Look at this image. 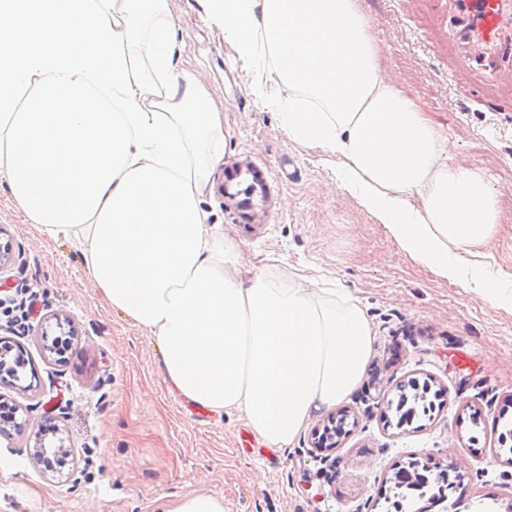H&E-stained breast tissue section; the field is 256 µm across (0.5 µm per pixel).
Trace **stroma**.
Instances as JSON below:
<instances>
[{"label": "stroma", "instance_id": "obj_1", "mask_svg": "<svg viewBox=\"0 0 512 512\" xmlns=\"http://www.w3.org/2000/svg\"><path fill=\"white\" fill-rule=\"evenodd\" d=\"M180 66L224 105V159L202 200L209 221L255 272L277 268L357 298L374 336L362 382L313 411L285 449L243 445L237 412L199 418L166 390L157 345L113 310L68 239L42 234L0 183V290L37 286L28 331L0 313V342L26 352L33 373L0 382L21 430L0 435V512H157L159 498L204 490L225 512H396L393 479L416 460L455 479L430 512H506L512 505V310L445 280L400 249L388 229L336 180V161L288 139L255 102L242 69L199 0H164ZM379 41L385 77L398 80L454 143L453 160L512 190V27L494 67L457 69L471 51L451 0H360ZM479 248L512 276V206ZM71 335L66 359L51 350ZM430 382L432 415L398 426L399 389ZM344 418L346 434L322 455L311 429ZM74 455L48 472L30 452L46 422Z\"/></svg>", "mask_w": 512, "mask_h": 512}]
</instances>
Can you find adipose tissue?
<instances>
[{
  "instance_id": "adipose-tissue-1",
  "label": "adipose tissue",
  "mask_w": 512,
  "mask_h": 512,
  "mask_svg": "<svg viewBox=\"0 0 512 512\" xmlns=\"http://www.w3.org/2000/svg\"><path fill=\"white\" fill-rule=\"evenodd\" d=\"M163 2L0 0V180L156 340L170 395L239 412L284 449L361 383L372 329L350 295L242 275L239 246L201 207L224 114L179 69ZM201 4L288 139L334 157L341 187L412 259L512 308V284L465 258L500 223L497 195L382 75L359 0Z\"/></svg>"
}]
</instances>
